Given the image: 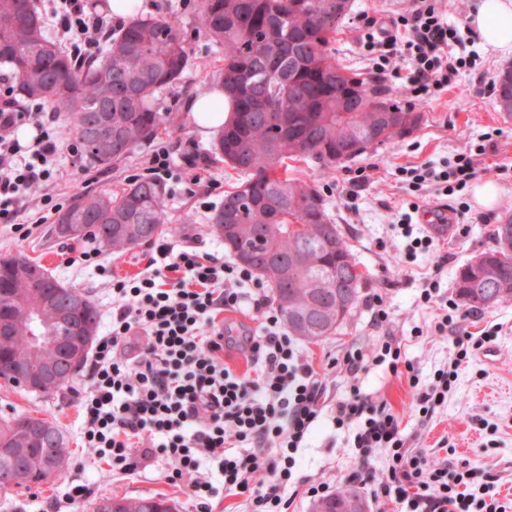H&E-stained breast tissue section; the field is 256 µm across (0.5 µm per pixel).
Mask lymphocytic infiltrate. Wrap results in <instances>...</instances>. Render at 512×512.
Listing matches in <instances>:
<instances>
[{
	"instance_id": "lymphocytic-infiltrate-1",
	"label": "lymphocytic infiltrate",
	"mask_w": 512,
	"mask_h": 512,
	"mask_svg": "<svg viewBox=\"0 0 512 512\" xmlns=\"http://www.w3.org/2000/svg\"><path fill=\"white\" fill-rule=\"evenodd\" d=\"M46 24L77 60L96 59L111 34V18L92 0H50ZM364 23L362 46L372 72L405 78L411 95L427 101L447 90L475 63L459 30L435 0H414L393 34L376 36ZM11 95L0 98V214L32 186L46 184L62 151L59 139ZM41 131L21 147L14 130ZM249 308L264 318L249 337L252 367L240 374L224 362V330L217 318ZM137 335L145 343L126 354ZM90 386L80 397L83 440L113 473L128 474L141 461L165 463V477L184 486L198 512H211L223 493L247 495L250 512H284L296 486L297 454L319 420L326 382L305 358L296 338L267 307L264 285L253 273L221 258L155 247L145 272L112 283V314L90 359ZM455 368L437 371L427 384L410 374L417 403L430 415L448 395ZM333 422L354 427L357 466L350 481L373 484L376 502L403 512H508L495 496L485 467H451L408 447L403 420L386 404L351 386L337 401ZM383 459L380 470L372 462Z\"/></svg>"
}]
</instances>
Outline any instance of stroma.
Wrapping results in <instances>:
<instances>
[{
  "label": "stroma",
  "instance_id": "1",
  "mask_svg": "<svg viewBox=\"0 0 512 512\" xmlns=\"http://www.w3.org/2000/svg\"><path fill=\"white\" fill-rule=\"evenodd\" d=\"M411 0H352L350 16L336 35V55L359 71L368 66L361 48V32L356 16H375L380 28H389L392 19L405 13ZM199 0H143L147 13L178 17L192 66L179 83L156 96L159 111L168 115L166 131L136 149L117 165L93 167L71 150L74 134L66 123L55 132L63 153L50 191L55 200L69 204L79 191L120 193L136 174L142 173L153 150L171 149L175 159L173 175L164 180L165 205L176 230L166 233L176 250H196L224 257V245L209 232V218L235 184L238 175L225 166L213 151V134L201 133L192 118V105L210 83L206 75L218 68L222 54L200 31L197 23ZM478 54L475 69L460 72L448 90L432 101L417 102L425 115L422 127L409 138L387 144L354 162L331 171L315 163L290 162L289 174L317 185L329 202L336 224L351 245L363 274L362 296L381 294L389 314L383 325H375L367 304H360L331 336L303 349L314 369L327 380V400L320 419L298 454L296 474L310 481L329 484L331 490L347 487V475L357 462L348 446L351 429L336 428L334 407L345 397L351 383L363 393L387 403L403 418L408 443L426 449L432 458L449 464L465 462L488 467L498 478L503 501L512 502V302L477 310L461 305L463 328L472 336L492 330L493 336L469 362L458 368L455 388L447 403L431 419H422L416 396L405 377L393 375L387 365H369L358 380L343 370L345 356L364 352L384 337L402 344L405 359L421 380H429L435 370L453 358L452 336L428 333L441 300L456 298L454 277L457 268L492 244V233L505 216H512V118L494 107V97L480 90V83L494 84L505 60L474 43ZM492 141L493 149L480 157L477 183L492 181L499 189L493 207L480 206L472 188L445 195L437 183L414 189L406 169L429 166L438 170L453 163L457 154ZM199 184H192L194 173ZM357 188L354 205H347L345 191ZM467 202L470 211L459 216L455 207ZM39 193L20 200L10 222H0V255L24 254L37 260L62 283L85 292L101 314L112 307L113 278H129L142 271L152 253L150 245L115 254L98 249L92 239L68 240L52 234L54 217L39 219ZM412 212L415 231L427 235L431 246L408 255V238L398 226L404 212ZM98 249L100 266L69 264L68 259L85 249ZM436 278L438 290L431 303H423L421 292L428 278ZM224 361L237 371L251 367L243 337L259 331L262 318L250 311L222 313ZM88 385L78 375L71 388L54 395L25 392L0 380V411L11 415L54 420L63 431L72 456L67 472L46 481L40 488L15 489L0 494V512H82L83 502L68 503L64 492L68 483L89 484L91 498L136 497L162 494L174 500L179 512H195L185 488L167 483L163 463L146 461L135 473L112 475L105 464L94 461L81 442L82 415L76 403L78 392Z\"/></svg>",
  "mask_w": 512,
  "mask_h": 512
}]
</instances>
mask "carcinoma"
<instances>
[{
	"instance_id": "obj_1",
	"label": "carcinoma",
	"mask_w": 512,
	"mask_h": 512,
	"mask_svg": "<svg viewBox=\"0 0 512 512\" xmlns=\"http://www.w3.org/2000/svg\"><path fill=\"white\" fill-rule=\"evenodd\" d=\"M351 9L350 0H201L198 24L205 36L224 53V64L208 79L224 91V125L216 132L213 148L240 181L224 195L211 216L210 233L227 245L226 227L240 229V245L250 243L255 224H274L269 246L280 256L307 261L294 268V285L277 289L273 280L258 274L271 286L273 302L292 336L308 343L337 331L336 315L347 318L361 300L363 273L349 243L335 224L320 189L276 169L286 159L312 156L329 169L338 165L336 148L351 147L346 161L368 151L365 133L376 129L384 146L405 138L422 124L424 115L401 105L400 93L360 76L342 64L330 44ZM13 18L15 28L0 30V63L10 68L13 94L36 101L63 114L75 138L87 142L84 159L93 166L109 167L129 156L158 135L167 123L154 106L156 93L179 81L190 69V57L180 21L159 13L136 16L112 34L103 56L77 64L45 34L43 19L31 0H0V19ZM343 70L336 79L337 70ZM364 96L358 111L346 110L357 95ZM398 113L399 129L388 130L383 116ZM107 115L118 141L96 140L98 113ZM284 112L293 126L272 134L263 114ZM244 152L242 166L235 165V149ZM165 192L156 180L132 182L119 195L110 192L79 193L56 223L72 218L74 224H110L111 235L89 237L114 253L134 249L163 231H172ZM496 225L494 245L457 272L456 281L468 287L459 296L477 309L494 308L512 301V236ZM28 257L0 256V278L9 301L6 313L14 320L13 335L5 348L12 359L34 370L60 359L48 342L35 350L26 324L27 307L34 305L28 288L6 278L9 266ZM68 290L57 279L40 293L47 332L58 329L62 300L54 292ZM72 292L84 303V319L98 333L100 314L83 292ZM0 446L11 449L0 456V472L14 474V484L0 491L29 487L30 477H60L67 470L70 451L59 426L31 416H1ZM353 494L340 489L314 503L312 512H336V500ZM93 512H177L175 502L163 495L135 498L102 497Z\"/></svg>"
}]
</instances>
